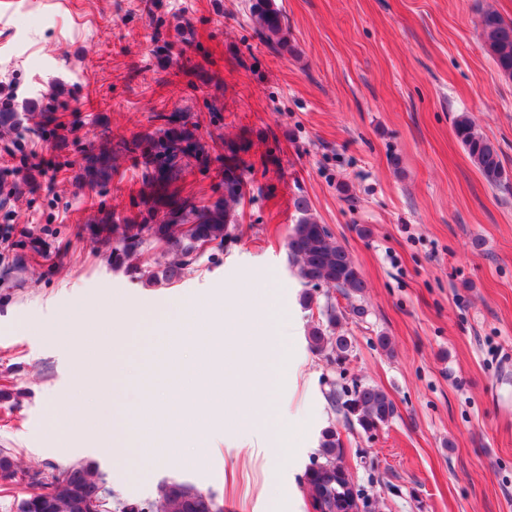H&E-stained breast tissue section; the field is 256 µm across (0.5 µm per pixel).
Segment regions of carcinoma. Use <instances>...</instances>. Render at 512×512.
Here are the masks:
<instances>
[{
	"mask_svg": "<svg viewBox=\"0 0 512 512\" xmlns=\"http://www.w3.org/2000/svg\"><path fill=\"white\" fill-rule=\"evenodd\" d=\"M250 17L259 41L277 53L292 51L288 23L274 7V0H250ZM485 48L497 67L512 76V20L495 10H485L479 18ZM155 58L164 69L179 64L184 49L167 39L161 28L155 30ZM50 145L63 147L59 121L54 112H17L0 109V132L11 134L27 128ZM159 122L152 131L129 140L112 141L107 129L98 134L99 143L82 151L80 178L91 190L112 183L119 173V160L126 159L140 171V189L123 214L101 211L86 225L91 240L111 246L112 266L124 269L131 278L153 285H170L182 279L206 248L225 250L237 237L239 213L236 206L246 196L248 181L244 155L251 149L246 138L224 141V158L212 157L203 142V119L175 109L155 115ZM454 131L468 156L492 186L503 182L504 170L499 150L478 133L465 115L454 121ZM219 163L212 168L213 163ZM194 167L207 174L216 170L220 191L199 204L186 192L184 176ZM296 224L287 236L288 261L298 279L307 287L334 286L351 300L365 288L364 279L350 260L346 249L312 213L309 201H294ZM161 242L168 258L153 266L140 263V257L153 244ZM327 324L314 326L308 333L311 346L326 353L332 363H342L349 355L347 337L336 335V307L327 306ZM331 406L343 413L349 423L369 432L387 424L395 407L387 393L373 385H360L345 394L329 391ZM344 448L336 431H323L317 458L302 476L312 512H372L369 497L353 482L343 463ZM28 474L11 455L0 452V482L10 485ZM40 478L31 481L35 491L18 504V512H224V504L209 490L172 475L157 485L156 496L136 501L121 500L107 486L100 465L80 458L63 468L43 465Z\"/></svg>",
	"mask_w": 512,
	"mask_h": 512,
	"instance_id": "cac0c4a2",
	"label": "carcinoma"
}]
</instances>
